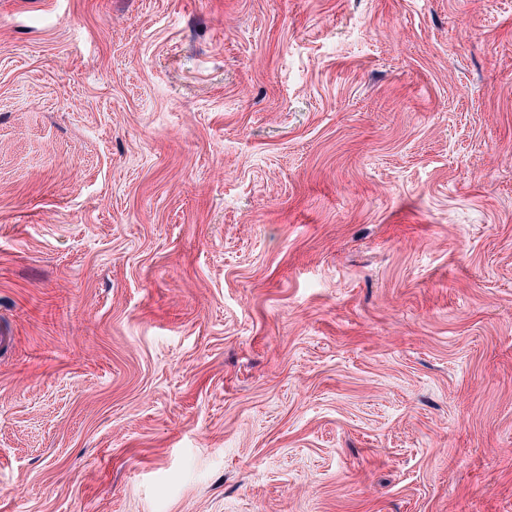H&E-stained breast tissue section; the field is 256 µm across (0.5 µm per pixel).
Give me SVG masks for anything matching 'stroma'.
Wrapping results in <instances>:
<instances>
[{
	"mask_svg": "<svg viewBox=\"0 0 512 512\" xmlns=\"http://www.w3.org/2000/svg\"><path fill=\"white\" fill-rule=\"evenodd\" d=\"M0 512H512V0H0Z\"/></svg>",
	"mask_w": 512,
	"mask_h": 512,
	"instance_id": "1",
	"label": "stroma"
}]
</instances>
